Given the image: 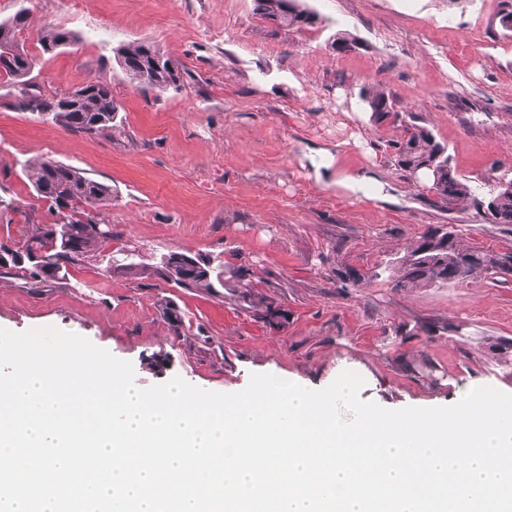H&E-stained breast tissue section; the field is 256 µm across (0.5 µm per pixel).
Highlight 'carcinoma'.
<instances>
[{
  "mask_svg": "<svg viewBox=\"0 0 512 512\" xmlns=\"http://www.w3.org/2000/svg\"><path fill=\"white\" fill-rule=\"evenodd\" d=\"M255 10L270 22L273 33L282 30L307 29L319 24L316 13L302 7L299 0H255ZM24 12L0 21V55L13 52L9 64L0 69V77L10 82L15 99L21 100L19 110L37 112L65 130L81 136H108L119 107L112 89L104 82H91L72 91L62 104L55 96L38 90L32 80L33 57L25 46ZM76 42V35L59 25L42 28L41 49L45 53ZM158 48L148 42H137L117 51L123 71L143 87L165 91L180 87L181 69L172 59L158 60ZM364 109L375 121L401 123L403 137L394 144L395 166L412 176L415 182L426 183V189L443 201H470L483 210L491 224L512 225V193L497 191L486 183L482 190L459 177L451 165L445 144L432 130L420 124L417 116L408 118L395 110L391 93L370 88L360 92ZM23 175L37 196L52 203L54 219L49 224L28 227L25 241L19 248L0 242V275L24 281L30 288L62 285L71 269L98 258L107 260V268L136 281H161L184 291H204L219 295L224 288H243L241 269H230L224 262L201 259L206 272L183 276L179 272L180 254H167L168 262H146L136 255L126 259V249L112 250L117 235L112 225L102 224L96 211L112 204V188L86 176L79 169L52 161H42L23 168ZM512 277V252L499 253L463 243L453 227L433 225L406 245L403 253L391 257L369 270L353 265L336 268V281L342 287H360L374 278L385 277L396 288H432L448 283H464L477 274ZM243 302L255 312L274 313L273 301L265 296L240 293ZM162 312L174 333L183 332L184 322L177 307L169 300Z\"/></svg>",
  "mask_w": 512,
  "mask_h": 512,
  "instance_id": "1",
  "label": "carcinoma"
}]
</instances>
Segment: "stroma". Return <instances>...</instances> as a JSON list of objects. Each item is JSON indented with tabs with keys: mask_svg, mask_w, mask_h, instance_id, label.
Segmentation results:
<instances>
[{
	"mask_svg": "<svg viewBox=\"0 0 512 512\" xmlns=\"http://www.w3.org/2000/svg\"><path fill=\"white\" fill-rule=\"evenodd\" d=\"M24 32L41 87L110 85L119 105L110 136L81 137L13 105L0 79V241L19 242L53 219L23 180L51 160L112 188L103 222L116 247L144 261L178 252L248 270L252 291L280 322L215 296L146 286L103 263L72 269L63 287L0 278V328L53 326L132 363L137 387L181 377L205 390H243L270 373L308 388L343 371L362 400L387 409L448 404L467 383L512 393V278L487 274L440 288L378 279L336 284V268L386 261L429 225L452 224L473 246L512 250V225L486 223L471 203H438L393 161L402 134L361 107L383 86L399 111L422 117L472 183L512 177V28L506 0H303L317 28L271 34L253 0H29ZM73 31L52 53L41 28ZM346 32L355 45L337 52ZM148 41L182 66L179 89L130 80L118 48ZM376 177L387 200L347 189ZM174 301L185 334L161 310Z\"/></svg>",
	"mask_w": 512,
	"mask_h": 512,
	"instance_id": "1",
	"label": "stroma"
}]
</instances>
